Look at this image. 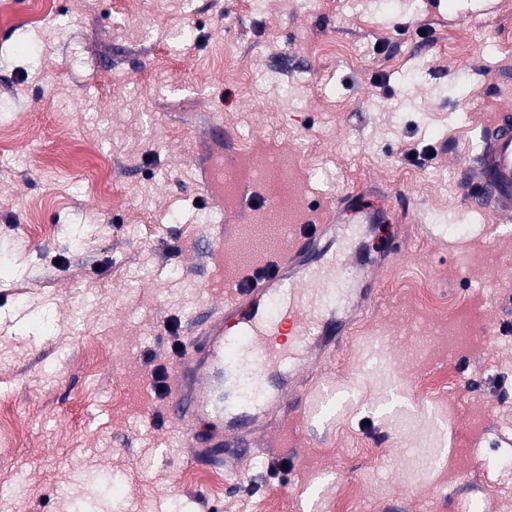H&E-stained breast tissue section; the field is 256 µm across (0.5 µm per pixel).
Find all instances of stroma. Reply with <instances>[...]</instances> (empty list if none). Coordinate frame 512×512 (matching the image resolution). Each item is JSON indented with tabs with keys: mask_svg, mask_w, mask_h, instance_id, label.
I'll use <instances>...</instances> for the list:
<instances>
[{
	"mask_svg": "<svg viewBox=\"0 0 512 512\" xmlns=\"http://www.w3.org/2000/svg\"><path fill=\"white\" fill-rule=\"evenodd\" d=\"M9 0L0 19V423L24 421L0 445V512H266L277 490L296 512H325L337 483L360 512H512L485 482V461L512 458V220L489 221L463 195L465 171L498 114L512 115V0ZM464 28L473 50L456 55ZM192 31L182 42L177 34ZM336 45L328 57L317 46ZM233 55L247 77L224 78ZM225 124L216 130L213 114ZM68 128L90 157L51 166ZM434 157H427L429 148ZM292 160L306 224L336 227V271L365 268L376 296L350 339L314 368L320 386L288 426L269 412L262 442L300 448L290 475L249 458L240 478L190 458L180 422L153 387L172 343L189 346L224 287L273 261L284 239L251 258L270 186L249 206L228 199L222 267L206 254L204 182L214 159L242 167ZM111 171L115 201L92 186ZM379 223L366 226L369 211ZM427 274L454 327L436 332L399 273ZM94 367L76 368L88 347ZM447 365V405L421 401L414 380ZM431 449L436 469L405 460ZM112 474L111 489L100 481Z\"/></svg>",
	"mask_w": 512,
	"mask_h": 512,
	"instance_id": "stroma-1",
	"label": "stroma"
}]
</instances>
